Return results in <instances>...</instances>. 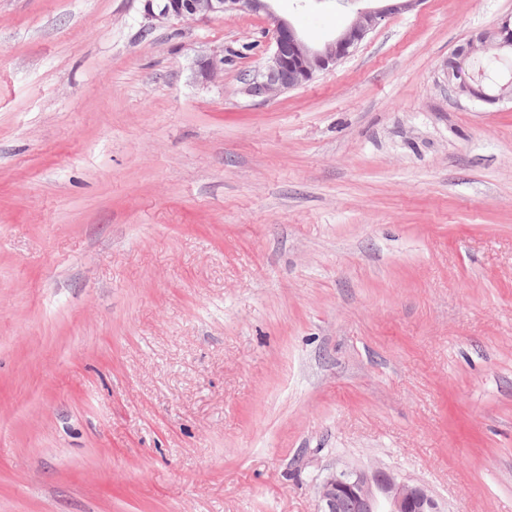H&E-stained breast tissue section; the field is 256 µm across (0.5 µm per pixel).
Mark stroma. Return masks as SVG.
Masks as SVG:
<instances>
[{
	"mask_svg": "<svg viewBox=\"0 0 512 512\" xmlns=\"http://www.w3.org/2000/svg\"><path fill=\"white\" fill-rule=\"evenodd\" d=\"M510 16L423 0L263 101L265 15L0 0V512H318L374 467L512 512V103L445 74ZM224 69V53L222 56L217 52L200 57L196 61V77L202 80V82L210 81L218 73V71Z\"/></svg>",
	"mask_w": 512,
	"mask_h": 512,
	"instance_id": "35a3bbf8",
	"label": "stroma"
}]
</instances>
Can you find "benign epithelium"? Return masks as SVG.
Here are the masks:
<instances>
[{
    "mask_svg": "<svg viewBox=\"0 0 512 512\" xmlns=\"http://www.w3.org/2000/svg\"><path fill=\"white\" fill-rule=\"evenodd\" d=\"M147 26L176 20L190 23L230 12L263 14L273 23V41L264 65L246 81L245 92L252 97L271 98L307 84L317 75L347 57L390 12L405 11L422 0H403L394 6L356 11L352 22L333 39L310 43L291 23L271 10V0H141ZM496 51V56L512 55V21L506 19L492 29L473 34L457 46L446 70L448 85L458 96L484 103L512 102V71L500 69L493 75L475 76L465 64L478 54ZM224 69L218 53L196 61V77L210 81ZM320 512H440L427 488L400 480L390 472L342 470L325 478L318 487Z\"/></svg>",
    "mask_w": 512,
    "mask_h": 512,
    "instance_id": "7a95c632",
    "label": "benign epithelium"
}]
</instances>
